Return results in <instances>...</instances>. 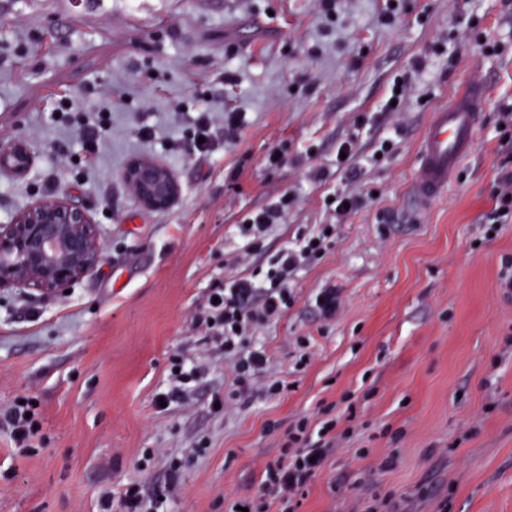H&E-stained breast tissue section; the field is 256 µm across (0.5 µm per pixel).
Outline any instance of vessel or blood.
Listing matches in <instances>:
<instances>
[{
    "mask_svg": "<svg viewBox=\"0 0 512 512\" xmlns=\"http://www.w3.org/2000/svg\"><path fill=\"white\" fill-rule=\"evenodd\" d=\"M484 83H463L448 104L435 109L423 130L416 154L411 195L429 203L447 193L460 163L471 153L487 109Z\"/></svg>",
    "mask_w": 512,
    "mask_h": 512,
    "instance_id": "obj_1",
    "label": "vessel or blood"
}]
</instances>
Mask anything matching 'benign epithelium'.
Returning a JSON list of instances; mask_svg holds the SVG:
<instances>
[{
    "label": "benign epithelium",
    "instance_id": "benign-epithelium-1",
    "mask_svg": "<svg viewBox=\"0 0 512 512\" xmlns=\"http://www.w3.org/2000/svg\"><path fill=\"white\" fill-rule=\"evenodd\" d=\"M28 145L0 146V172L23 173L33 164ZM122 177L146 207H169L179 193L173 172L161 161H130ZM104 258L94 216L65 198L34 201L8 224L0 225V288H28L41 297H57L95 269Z\"/></svg>",
    "mask_w": 512,
    "mask_h": 512
}]
</instances>
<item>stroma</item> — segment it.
<instances>
[{
  "instance_id": "1",
  "label": "stroma",
  "mask_w": 512,
  "mask_h": 512,
  "mask_svg": "<svg viewBox=\"0 0 512 512\" xmlns=\"http://www.w3.org/2000/svg\"><path fill=\"white\" fill-rule=\"evenodd\" d=\"M403 4L387 25L385 0H339L332 18L320 0H0V143L34 154L25 174L0 176V224L64 197L94 215L106 252L60 297L0 288V412L33 398L42 437L22 449L0 428V512H102L140 479L179 483L167 512H227L256 494L299 420L329 413L336 446L298 512H512V295L500 286L512 223L491 238L481 223L500 161L495 109L512 104V0ZM474 25L502 55H485ZM420 59L389 119L393 151L357 177L337 170L352 135L373 153L387 125L360 134L357 121ZM470 78L488 85L491 109L448 193L418 205L423 128ZM204 112L219 125L238 113L235 137L186 153ZM101 117L112 136L89 163L80 124ZM278 147L283 163L266 168ZM138 157L174 172L169 209L145 208L123 181ZM337 188L365 207L260 331L264 378L283 391L217 408L232 378L195 314L215 280L329 223ZM287 192L295 203L265 253L238 263L239 224ZM329 287L340 304L326 319L314 297ZM178 353L203 374L188 404L156 407Z\"/></svg>"
}]
</instances>
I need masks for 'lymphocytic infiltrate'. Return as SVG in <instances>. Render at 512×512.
Returning a JSON list of instances; mask_svg holds the SVG:
<instances>
[{"instance_id":"lymphocytic-infiltrate-1","label":"lymphocytic infiltrate","mask_w":512,"mask_h":512,"mask_svg":"<svg viewBox=\"0 0 512 512\" xmlns=\"http://www.w3.org/2000/svg\"><path fill=\"white\" fill-rule=\"evenodd\" d=\"M294 195L286 194L251 214L249 223L240 227L243 239L241 258L263 252L269 231L283 220ZM332 235L325 228L299 237L284 246L268 262L262 275L253 278L227 277L212 289V303L206 304L194 319L196 329L216 338L225 358L230 361L232 391L225 396V406L253 394L268 358L258 346L257 335L268 322L280 317L293 304L290 291L295 272L303 265L321 259L331 248ZM335 424L326 421L312 428L300 422L288 435V446L281 457L266 465L257 499L240 500L247 512L279 505L283 512H293L295 500L322 470L336 441ZM170 487L147 493L138 483H129L114 493L109 506L117 512H161Z\"/></svg>"}]
</instances>
